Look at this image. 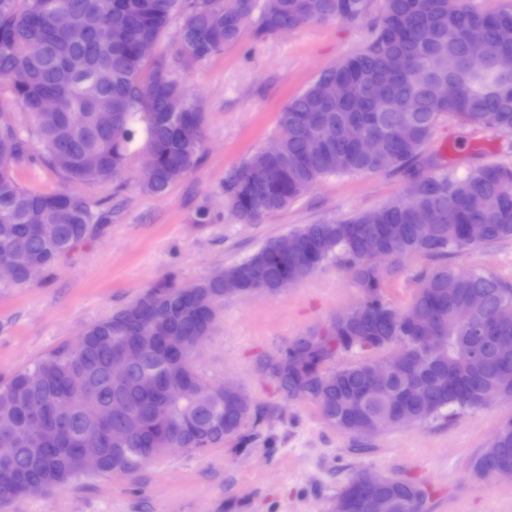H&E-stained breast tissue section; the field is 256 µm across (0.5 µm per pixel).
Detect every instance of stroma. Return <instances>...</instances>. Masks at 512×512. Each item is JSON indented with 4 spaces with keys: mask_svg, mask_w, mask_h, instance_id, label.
I'll list each match as a JSON object with an SVG mask.
<instances>
[{
    "mask_svg": "<svg viewBox=\"0 0 512 512\" xmlns=\"http://www.w3.org/2000/svg\"><path fill=\"white\" fill-rule=\"evenodd\" d=\"M371 36L369 23L338 19L262 39L247 27L236 43L182 73L206 108L198 163L161 196L138 188L137 158L120 179L82 186L112 217L100 234L33 279L0 281V378L72 343L168 276L192 284L299 225L344 219L400 196L407 186L401 176L336 175L287 209L246 224L224 195L228 174L278 134L286 103ZM424 154L457 175L489 165L512 168V131L450 116L435 127ZM201 209L209 223H196ZM448 263L512 282V238L450 255ZM360 300L359 288L333 262L275 295L225 297L194 363L209 383H238L265 410L260 437L245 448H176L137 472L83 478L21 497L0 512H330L337 488L356 468L422 483L430 493L428 512H512V481L489 484L469 472L475 451L512 419V401L490 402L449 425L385 430L359 448L352 437L325 427L312 402L284 399L259 372L262 358Z\"/></svg>",
    "mask_w": 512,
    "mask_h": 512,
    "instance_id": "stroma-1",
    "label": "stroma"
}]
</instances>
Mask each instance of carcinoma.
Wrapping results in <instances>:
<instances>
[{"instance_id": "1", "label": "carcinoma", "mask_w": 512, "mask_h": 512, "mask_svg": "<svg viewBox=\"0 0 512 512\" xmlns=\"http://www.w3.org/2000/svg\"><path fill=\"white\" fill-rule=\"evenodd\" d=\"M331 2L234 0L225 10L221 0H0V88L31 122L23 134L0 113V263L11 267L13 282H26L29 256L44 254L49 267L107 223L108 211L77 187L112 182L140 149L156 158L138 180L148 194L166 193L196 165L205 110L179 78L189 69L184 46H196L199 63L236 42L248 24L262 38L330 21ZM57 6L69 15L65 29L54 25ZM175 19L171 44L152 59L141 57L138 45L161 42ZM104 25L113 38L99 37ZM473 27L487 45L480 61L469 52ZM373 28L361 52L324 70L284 107L279 157L263 150L250 155L228 175L224 194L245 224L286 209L332 175L400 173L410 179L404 194L374 212L302 224L194 284L170 276L0 383V437L23 436L32 402L44 407L48 421L38 448L20 442L10 460L0 461V475L8 467L17 477L0 479V503L22 496L24 481L51 491L66 487L86 475L82 461L90 454L101 458L102 474L135 472L168 448L251 442L263 412L208 384L193 362L197 341L212 332L226 281L276 294L327 262L346 270L362 300L334 320V338L312 344L298 336L288 343V368L277 353L259 364L282 397L311 401L324 424L343 435L359 439L366 426L449 422L512 394V284L447 263L451 253L512 238V169L484 166L457 176L436 171L431 161L430 171L421 166L443 117L512 131V73L497 68L500 56H512V42L500 37L512 28V0L489 12L468 0H383ZM438 80L454 83L458 96L433 98L429 85ZM46 97L60 103L52 116L41 115ZM101 112L112 113L111 125L100 124ZM354 125L383 143L385 158L349 139ZM37 161L64 186L21 187L17 167ZM424 212L436 222L421 237L415 224ZM408 259L427 266L401 309L386 288ZM466 307L471 322L460 324L456 312ZM405 315L434 329L443 347L427 350ZM128 347L140 359L116 384L112 356ZM384 364L392 370L375 379ZM131 420L139 421L140 433L126 445L112 442V432ZM469 467L478 478L489 468L512 470V420ZM362 477L361 469L350 472L333 512H372L376 498L387 512H428L423 486L382 475L363 486Z\"/></svg>"}]
</instances>
